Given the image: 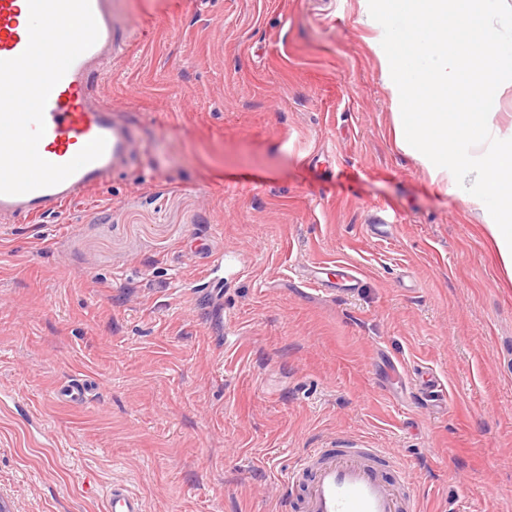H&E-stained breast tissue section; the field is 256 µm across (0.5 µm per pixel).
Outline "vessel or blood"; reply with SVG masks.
<instances>
[{
	"label": "vessel or blood",
	"instance_id": "1",
	"mask_svg": "<svg viewBox=\"0 0 512 512\" xmlns=\"http://www.w3.org/2000/svg\"><path fill=\"white\" fill-rule=\"evenodd\" d=\"M99 37L52 89L45 107L46 131L38 151L54 164L69 162L95 138L104 154L61 183L20 195L0 194V220L18 222L56 214L83 192L127 170L139 147V125L113 111L98 93L112 61L135 27L122 19L115 0H91ZM27 0H0V60L19 56L28 44ZM286 503L298 512H418L409 470L386 448H307L287 476ZM106 512H145L128 485L112 483Z\"/></svg>",
	"mask_w": 512,
	"mask_h": 512
}]
</instances>
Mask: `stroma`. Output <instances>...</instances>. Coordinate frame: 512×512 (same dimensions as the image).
<instances>
[{
    "instance_id": "stroma-1",
    "label": "stroma",
    "mask_w": 512,
    "mask_h": 512,
    "mask_svg": "<svg viewBox=\"0 0 512 512\" xmlns=\"http://www.w3.org/2000/svg\"><path fill=\"white\" fill-rule=\"evenodd\" d=\"M117 3L139 35L100 94L140 120L130 169L0 229L14 512H104L115 482L147 512H282L332 443L393 449L422 512H512V281L396 143L378 0Z\"/></svg>"
}]
</instances>
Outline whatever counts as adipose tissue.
Returning a JSON list of instances; mask_svg holds the SVG:
<instances>
[{
    "label": "adipose tissue",
    "mask_w": 512,
    "mask_h": 512,
    "mask_svg": "<svg viewBox=\"0 0 512 512\" xmlns=\"http://www.w3.org/2000/svg\"><path fill=\"white\" fill-rule=\"evenodd\" d=\"M406 20L380 26L382 62L401 109L402 148L414 150L434 182L465 190L482 211L486 236L512 275V125L497 122L512 93V51L502 30L512 13L488 19L484 0H400Z\"/></svg>",
    "instance_id": "ef3b65f1"
}]
</instances>
